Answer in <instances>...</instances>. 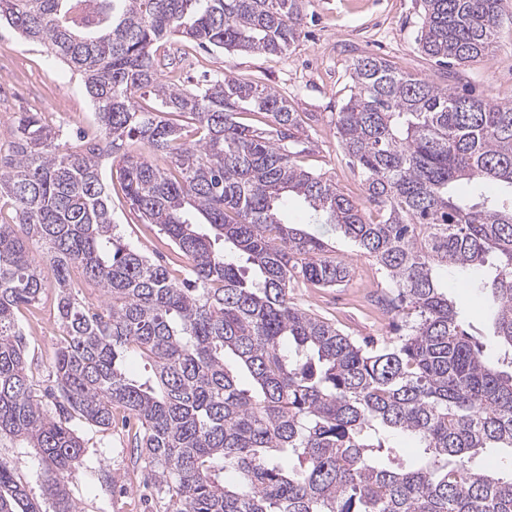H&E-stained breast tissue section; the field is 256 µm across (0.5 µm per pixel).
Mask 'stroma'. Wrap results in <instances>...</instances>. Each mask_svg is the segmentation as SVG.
Listing matches in <instances>:
<instances>
[{
  "mask_svg": "<svg viewBox=\"0 0 512 512\" xmlns=\"http://www.w3.org/2000/svg\"><path fill=\"white\" fill-rule=\"evenodd\" d=\"M422 22L420 0H310L299 41L280 56L259 53H212L182 38L168 42L170 71L184 86L226 75L264 84L288 99L295 111L305 113L307 139L298 144V159L311 171L324 174L346 195L362 199L361 178L346 160L336 135L335 118L350 95L353 59L373 55L390 60L399 70L419 77L447 78L458 91L496 104H512V23L503 22L496 48L488 58L449 70L439 69L417 44ZM56 110L66 136L82 133L94 138L97 129L84 86L68 67L44 48L21 40L8 26H0V146H7L15 113ZM112 220L119 224L125 243L144 249L157 262L183 276L186 261L168 244L157 227L139 221L129 209L119 184L109 186ZM311 210L292 196L282 207L284 223L296 225L335 247L353 266L351 280L337 288L295 289L301 306L335 318L352 335L379 338L390 331L391 314L382 312L374 298L381 292V277L374 263L357 255L354 244L329 224L313 223ZM493 264L473 275L445 273L451 298L462 316L478 328L485 355L503 354L494 333L492 312L484 298L467 285L468 279L491 281ZM44 310L52 321L47 336L29 339L28 362L40 386L51 383L49 374L58 339L55 292L47 290ZM138 425L132 416L115 413L112 427L99 431L79 425L87 442L83 459L69 487L81 512H165L147 470L132 445ZM0 456L12 462L30 498L42 512L53 504L42 492V465L34 449L19 441L0 442ZM106 471V480L91 478V470Z\"/></svg>",
  "mask_w": 512,
  "mask_h": 512,
  "instance_id": "stroma-1",
  "label": "stroma"
}]
</instances>
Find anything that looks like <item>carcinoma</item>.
Segmentation results:
<instances>
[{"label":"carcinoma","mask_w":512,"mask_h":512,"mask_svg":"<svg viewBox=\"0 0 512 512\" xmlns=\"http://www.w3.org/2000/svg\"><path fill=\"white\" fill-rule=\"evenodd\" d=\"M308 2L0 0V20L80 77L100 127L74 146L19 112L0 150V441L38 450L55 512H79L67 477L86 443L71 421L107 431L115 407L141 424L136 449L166 512H512V473L473 466L487 448L512 465V371L489 365L437 276L497 255L491 286L477 287L491 290L512 366V105L357 58L336 130L365 210L298 164L288 143L303 120L276 91L230 76L187 88L160 71L174 36L282 55ZM502 2L422 0L421 52L453 65L490 56ZM133 139L145 152L124 150ZM104 157L141 223L187 260L182 280L123 241ZM286 193L372 259L396 335L359 341L294 302L303 285L349 282L352 267L283 223ZM33 247L53 271L61 330L55 416L19 325L47 288ZM75 271L99 288L96 307ZM130 353L147 375L128 374ZM387 432L412 435L423 456L404 463ZM0 512H40L2 458Z\"/></svg>","instance_id":"1"}]
</instances>
